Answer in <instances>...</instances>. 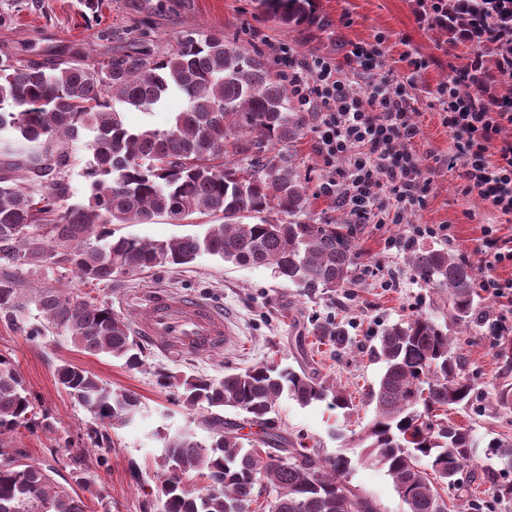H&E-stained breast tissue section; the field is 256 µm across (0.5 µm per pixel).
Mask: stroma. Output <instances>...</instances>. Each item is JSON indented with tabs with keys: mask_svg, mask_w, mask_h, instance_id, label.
Returning a JSON list of instances; mask_svg holds the SVG:
<instances>
[{
	"mask_svg": "<svg viewBox=\"0 0 512 512\" xmlns=\"http://www.w3.org/2000/svg\"><path fill=\"white\" fill-rule=\"evenodd\" d=\"M319 27L294 28L273 23L256 0H105L101 24L86 22L77 0H0V14L10 22L0 25V52L23 54L40 61L52 59L63 47H78L89 56L103 52L100 25L117 29L148 22V38L155 49L174 43L177 36L197 29H218L227 40L268 51L285 44L300 57L310 54L343 59L350 43L382 38L385 64L394 76L414 75L416 113L421 133L409 151L422 156L427 167L428 193L421 208L407 212L398 224H361L349 209L318 194L319 186L336 170L326 167L315 152L317 135L305 127L294 148L306 172L311 195L307 217L313 222L344 225L354 237L363 260L353 285L335 292L310 293L275 278L265 267H240L201 257L191 266H174L120 276L110 285H83L65 264L14 266L0 258V276L18 287L69 288L106 301L113 310L131 317L138 297L151 289L191 294L222 308L230 318L234 342L210 356L174 358L144 345L146 365L128 369L108 356H90L75 348L65 335L30 341L22 330L0 319V355L20 373L34 401L36 431L18 428L11 444L30 461L53 470L58 483L75 484L91 474L93 481L81 496L87 512H161L159 491L160 443L157 431L194 430L204 439L208 431L201 414L173 404L172 390L157 383L155 373L167 369L179 376L220 378L262 363H277L300 371L332 377L351 398L350 412L323 402L302 405L283 398L273 420L280 432L297 444L317 448L328 456L347 453L354 433L373 415L369 393L376 387L382 366L372 360L370 348L391 324L417 315L448 321L436 310L437 295L415 276L409 258L414 249H445L471 267L474 276L493 273L512 278V265L489 267L483 247L484 229L499 224L501 234L512 224H500L498 215L463 192L456 171L448 167L451 135L438 113L428 107V93L446 81L449 65L468 62L473 44L454 41L431 21L421 19L418 0H315ZM425 60L413 71L410 61ZM416 224H445L449 235L420 241L417 248L403 240ZM394 247H386V239ZM344 325L349 341L339 346L317 335L314 326L326 320ZM499 337L485 333L461 335L465 374L474 384L469 403L454 406L448 417L470 429L478 450L489 442H512V408L496 404L495 390L503 380L498 354ZM80 366L114 389L137 394L140 404L133 422L110 426L95 421L59 384L58 368ZM351 487L373 497L381 512H404L391 478L371 464L356 466Z\"/></svg>",
	"mask_w": 512,
	"mask_h": 512,
	"instance_id": "stroma-1",
	"label": "stroma"
}]
</instances>
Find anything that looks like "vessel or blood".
I'll return each mask as SVG.
<instances>
[{
    "label": "vessel or blood",
    "mask_w": 512,
    "mask_h": 512,
    "mask_svg": "<svg viewBox=\"0 0 512 512\" xmlns=\"http://www.w3.org/2000/svg\"><path fill=\"white\" fill-rule=\"evenodd\" d=\"M134 330L158 349L207 355L226 348L233 336L223 310L189 295L153 289L139 301Z\"/></svg>",
    "instance_id": "obj_1"
}]
</instances>
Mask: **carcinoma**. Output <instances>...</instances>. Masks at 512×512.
Returning <instances> with one entry per match:
<instances>
[{
    "label": "carcinoma",
    "mask_w": 512,
    "mask_h": 512,
    "mask_svg": "<svg viewBox=\"0 0 512 512\" xmlns=\"http://www.w3.org/2000/svg\"><path fill=\"white\" fill-rule=\"evenodd\" d=\"M274 21L318 24L314 0H257ZM439 25L478 37L512 34V0H448ZM101 42L124 46L92 61L72 52L45 63L0 56V256L16 265L41 267L51 260L71 265L84 283L155 268L186 266L208 255L242 267H268L275 277L308 291H336L354 278L362 252L338 224L302 220L310 208L307 178L291 153L305 116L292 110L287 86L259 50L228 41L208 29L188 31L158 53L135 28L98 32ZM173 92L185 108L166 130L128 128L123 110H149ZM83 141L87 201L67 206L72 166L70 145ZM210 218L203 230L168 240L112 238L110 224H151ZM416 277L439 294L438 308L468 330L484 311L475 301L471 268L449 252L422 250L411 256ZM35 305L43 317L28 336L70 338L88 355L145 366L126 319L105 301L66 288H43L26 298L0 278V314L18 316ZM342 346V325L317 327ZM383 364L369 393L373 418L353 440L352 458L317 448H285L284 436L268 428L283 395L307 405L326 401L348 409L342 387L305 371L261 364L215 380L178 379L157 372L191 413L206 410L209 439L191 430L158 431L162 443V512H251L257 497L266 512H380L347 477L359 464L387 473L405 512H448L434 481L461 492L490 471L478 469L468 429L448 411L469 402L473 384L448 324L415 316L386 327L372 349ZM59 381L95 419L111 426L134 420L139 398L77 365H64ZM231 408L263 428L253 439L244 426L224 419ZM34 407L24 380L0 357V512H85L72 487L53 481L39 463L11 448L4 435L29 427ZM268 447L260 453L257 445ZM488 459L512 469V444L490 445ZM435 475L430 480L429 474ZM203 485L186 488L185 479Z\"/></svg>",
    "instance_id": "1"
}]
</instances>
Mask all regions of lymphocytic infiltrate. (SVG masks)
I'll list each match as a JSON object with an SVG mask.
<instances>
[{
  "label": "lymphocytic infiltrate",
  "instance_id": "f902f5d3",
  "mask_svg": "<svg viewBox=\"0 0 512 512\" xmlns=\"http://www.w3.org/2000/svg\"><path fill=\"white\" fill-rule=\"evenodd\" d=\"M284 78L301 109L311 114L322 161L336 165L321 195L348 206L364 223L421 206L428 190L420 158L407 146L420 133L413 120V78L383 72L380 42L351 44L344 62L329 56L298 58L274 46ZM474 53L467 70L437 86L431 104L454 141L449 167L458 169L468 194L512 220V112L503 111L489 85L466 92L472 73L484 70Z\"/></svg>",
  "mask_w": 512,
  "mask_h": 512
}]
</instances>
